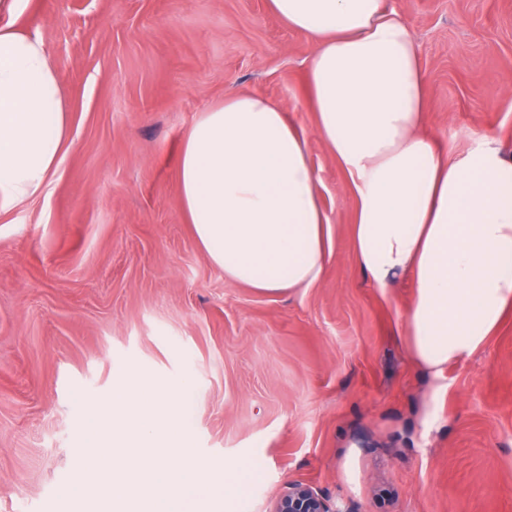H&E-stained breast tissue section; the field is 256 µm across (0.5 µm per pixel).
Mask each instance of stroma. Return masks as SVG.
Returning <instances> with one entry per match:
<instances>
[{"label": "stroma", "instance_id": "35a3bbf8", "mask_svg": "<svg viewBox=\"0 0 512 512\" xmlns=\"http://www.w3.org/2000/svg\"><path fill=\"white\" fill-rule=\"evenodd\" d=\"M449 155L512 152V0H390ZM63 82L56 175L0 222V512H69L86 402L132 372L189 379L203 462L258 479L202 512H270L288 483L348 512H512V308L441 373L406 337L414 288L358 268L347 176L314 131L312 39L268 0H32ZM280 103L308 140L329 216L319 281L283 295L225 282L182 213L176 160L226 92Z\"/></svg>", "mask_w": 512, "mask_h": 512}]
</instances>
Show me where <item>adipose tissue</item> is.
Listing matches in <instances>:
<instances>
[{"label": "adipose tissue", "instance_id": "obj_1", "mask_svg": "<svg viewBox=\"0 0 512 512\" xmlns=\"http://www.w3.org/2000/svg\"><path fill=\"white\" fill-rule=\"evenodd\" d=\"M268 5L313 39L315 131L350 179L358 267L382 290L412 278L406 328L421 366L470 358L512 307V154L485 135L452 157L424 132L419 49L389 0ZM28 6L0 0V219L46 187L68 136L61 78L20 23ZM176 174L226 282L281 294L319 280L329 218L307 138L279 103L225 94L186 132Z\"/></svg>", "mask_w": 512, "mask_h": 512}]
</instances>
